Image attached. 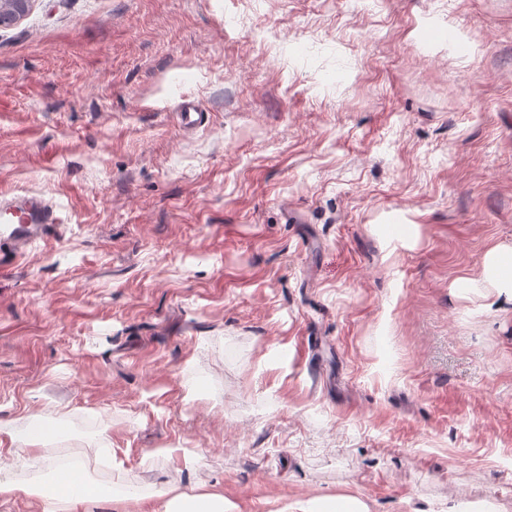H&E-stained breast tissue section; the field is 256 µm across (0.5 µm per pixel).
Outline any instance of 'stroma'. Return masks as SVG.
I'll return each mask as SVG.
<instances>
[{"instance_id":"35a3bbf8","label":"stroma","mask_w":512,"mask_h":512,"mask_svg":"<svg viewBox=\"0 0 512 512\" xmlns=\"http://www.w3.org/2000/svg\"><path fill=\"white\" fill-rule=\"evenodd\" d=\"M1 193L64 219L0 269L17 439L224 512H512V303L460 285L512 247V0H36Z\"/></svg>"}]
</instances>
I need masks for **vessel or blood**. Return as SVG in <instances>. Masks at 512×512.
<instances>
[{"instance_id":"1","label":"vessel or blood","mask_w":512,"mask_h":512,"mask_svg":"<svg viewBox=\"0 0 512 512\" xmlns=\"http://www.w3.org/2000/svg\"><path fill=\"white\" fill-rule=\"evenodd\" d=\"M56 208L44 198L25 195L0 196V264L18 258L49 228L61 223Z\"/></svg>"}]
</instances>
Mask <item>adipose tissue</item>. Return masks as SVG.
<instances>
[{
    "label": "adipose tissue",
    "instance_id": "adipose-tissue-1",
    "mask_svg": "<svg viewBox=\"0 0 512 512\" xmlns=\"http://www.w3.org/2000/svg\"><path fill=\"white\" fill-rule=\"evenodd\" d=\"M469 288H490L497 296L512 301V247H496L485 258L481 277L465 279ZM53 482L58 489L56 507L46 512H90L94 502L105 500L113 504L141 502L142 496L133 488L115 484L106 489L86 491L84 480L69 469L52 467ZM159 505L153 512H224V498L216 493H188L167 490L158 495Z\"/></svg>",
    "mask_w": 512,
    "mask_h": 512
}]
</instances>
